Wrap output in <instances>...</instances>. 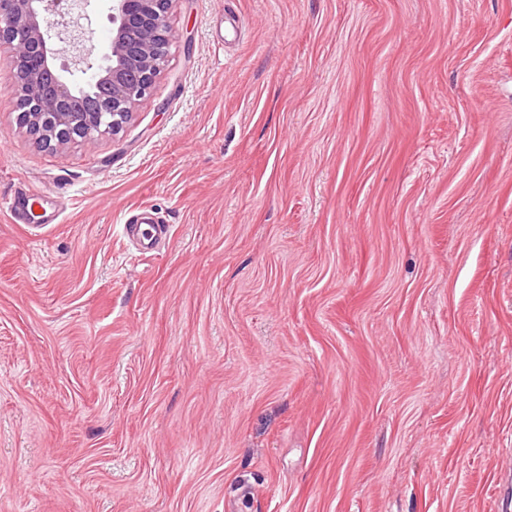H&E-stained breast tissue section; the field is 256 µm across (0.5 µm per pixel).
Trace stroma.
I'll return each mask as SVG.
<instances>
[{
    "label": "stroma",
    "instance_id": "1",
    "mask_svg": "<svg viewBox=\"0 0 512 512\" xmlns=\"http://www.w3.org/2000/svg\"><path fill=\"white\" fill-rule=\"evenodd\" d=\"M170 22L116 137L0 86V512H512V0ZM42 202V194L24 186L16 189L7 198L5 204L14 223L27 224L28 227H33L35 224H28L31 220L30 217L35 207H43ZM146 225L148 229H142V225ZM164 226L158 224L153 218L152 214L143 210L140 217L136 220L135 224H128L125 231L132 237H136L140 242V254L144 255L151 252L154 248L155 242L162 234Z\"/></svg>",
    "mask_w": 512,
    "mask_h": 512
}]
</instances>
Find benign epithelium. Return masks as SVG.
<instances>
[{
    "mask_svg": "<svg viewBox=\"0 0 512 512\" xmlns=\"http://www.w3.org/2000/svg\"><path fill=\"white\" fill-rule=\"evenodd\" d=\"M175 0H112L109 52L97 58L81 38L61 37L56 0H0V48L12 53L4 76L16 98V122L43 148L118 135L162 74L174 38ZM69 52L75 68L57 64ZM84 75L77 81L74 72ZM76 97L95 98L92 112H73Z\"/></svg>",
    "mask_w": 512,
    "mask_h": 512,
    "instance_id": "obj_1",
    "label": "benign epithelium"
}]
</instances>
